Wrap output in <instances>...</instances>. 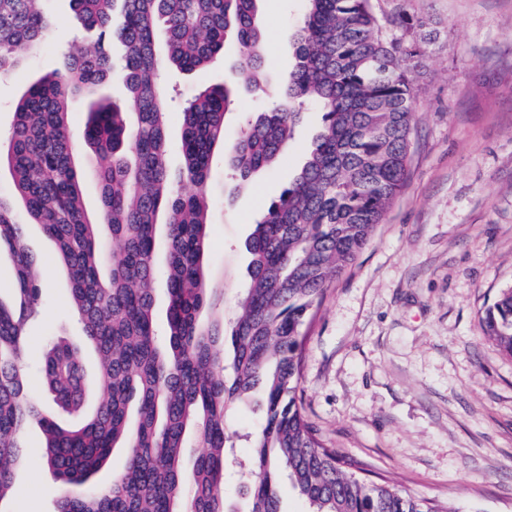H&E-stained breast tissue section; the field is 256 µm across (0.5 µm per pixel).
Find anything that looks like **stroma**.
<instances>
[{"instance_id": "1", "label": "stroma", "mask_w": 512, "mask_h": 512, "mask_svg": "<svg viewBox=\"0 0 512 512\" xmlns=\"http://www.w3.org/2000/svg\"><path fill=\"white\" fill-rule=\"evenodd\" d=\"M379 17L426 19L423 64L413 74L415 126L406 182L354 263L327 289L307 327L298 398L323 442L356 460L367 479L425 498L441 512H512V357L486 336L483 318L512 288V0H373ZM303 0H263L270 83L291 71V35ZM23 64L0 81V133L39 74L62 68L65 47L17 50ZM227 64L204 73L162 69L171 111L205 85L223 83ZM272 96L243 94L225 119L212 168L216 186L206 274L224 287L232 319L250 257L245 242L260 214L295 177L322 125L304 105L280 163L237 190L224 150ZM28 249L45 286L28 329L37 348L78 340L70 283L39 225ZM259 420L236 408L227 429L237 469ZM60 483L45 462L37 420L23 435L13 493L0 512H55Z\"/></svg>"}]
</instances>
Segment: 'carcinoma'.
<instances>
[{
	"mask_svg": "<svg viewBox=\"0 0 512 512\" xmlns=\"http://www.w3.org/2000/svg\"><path fill=\"white\" fill-rule=\"evenodd\" d=\"M47 0H0V78L21 59L16 49L56 30ZM262 0H70L97 35L93 50L69 45L64 71L35 79L15 105L0 141V168L15 196L0 194V251L8 250L14 299L0 300V502L13 490L20 434L40 414L19 370L29 355L27 328L40 312L39 261L25 245L31 223L55 242L68 270L71 308L99 357L100 397L89 393L78 351L51 341L40 353L44 391L79 421L41 418L46 463L64 488L57 512H237L226 497L232 405L259 395L260 421L242 473L246 512H282L286 475L310 512H438L326 447L297 402L305 326L326 288L372 240L404 186L415 121L411 70L421 47L389 38L371 0H304L291 36L295 64L271 107L248 120L225 157L237 186L281 160L300 108L314 103L323 123L300 172L271 202L246 241L248 281L237 315L225 327L204 274L209 243L211 157L224 142L225 116L241 89L267 84ZM170 66L205 72L237 64L222 85L207 87L181 116L183 166L168 167V111L159 86L158 36ZM123 47L119 64L112 45ZM119 72L135 119L104 88ZM91 97L83 138L92 156L73 152L67 101ZM99 188L90 214L84 184ZM165 217L166 263L158 268L159 217ZM166 289V335L155 328L154 289ZM484 330L512 356V289L484 318ZM192 434L203 452L192 469L181 450ZM126 454L110 482L94 476L111 452Z\"/></svg>",
	"mask_w": 512,
	"mask_h": 512,
	"instance_id": "obj_1",
	"label": "carcinoma"
}]
</instances>
